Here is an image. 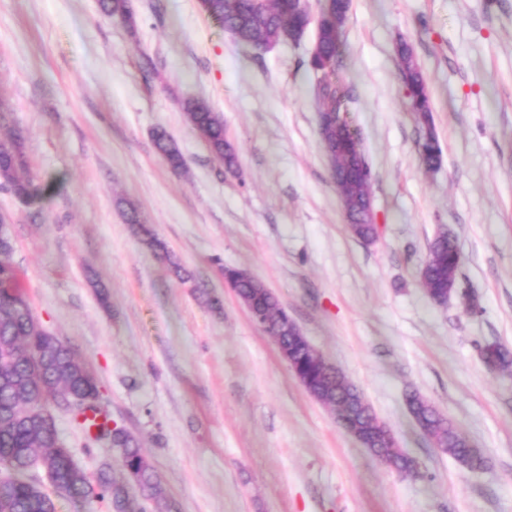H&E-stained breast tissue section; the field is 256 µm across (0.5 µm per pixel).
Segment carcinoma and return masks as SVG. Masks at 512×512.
<instances>
[{
  "mask_svg": "<svg viewBox=\"0 0 512 512\" xmlns=\"http://www.w3.org/2000/svg\"><path fill=\"white\" fill-rule=\"evenodd\" d=\"M203 9L218 21L234 40L246 47H271L286 41L288 32L309 24L307 12L298 9L296 0H202ZM101 11L136 28L131 0H100ZM350 9V0H326L319 22L318 52L308 57L306 66L318 100V111L327 113L322 140L336 150L337 165L333 180L338 193L349 197L345 212L349 232L364 240L374 232V214L366 204L371 195L372 168L347 112L350 88L340 77L342 68V29ZM396 56L402 82L410 96V107L419 126L418 150L428 170L442 162V148L435 133L431 93L412 46L400 41ZM187 120L210 152L224 162L226 170L237 168L234 147L224 138L222 118L210 106L196 99L184 105ZM158 151L174 170L183 167V157L173 139L164 130L154 135ZM0 188L29 203L40 194L31 172L24 137L16 129L0 139ZM143 243L162 251L164 246L141 220L136 210L127 213ZM14 241L0 225V469L9 476L0 479V512H56L52 496L30 480L34 467L54 477L59 496L86 498L95 496L110 501L113 512H128L129 487L136 488L146 500L164 495L153 466L136 439L122 428L112 431V447L120 451L123 471L133 470L126 483H118L109 474H99L92 484L73 461L70 449L58 435L54 422L39 418L20 419L27 408L43 396L59 394L92 399L98 397L94 374L65 342L47 333L32 313L28 298L11 262ZM462 256L455 240L437 237L429 246L426 259L418 268L421 288L431 300L448 296V278L456 276ZM224 275L245 307L261 317L264 331L279 341L294 361L303 362L312 396L337 410L346 431H357L372 440L373 456L390 463L395 470L416 474L412 456L390 447L377 416L362 393L335 365L307 345L303 337L288 328L290 316L275 296L246 271L224 268ZM482 360L496 370L512 368V351L499 343L480 349ZM411 416L434 444L461 465L481 470L485 460L464 438V434L429 401L416 392L406 394Z\"/></svg>",
  "mask_w": 512,
  "mask_h": 512,
  "instance_id": "1",
  "label": "carcinoma"
}]
</instances>
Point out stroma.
Segmentation results:
<instances>
[{
    "mask_svg": "<svg viewBox=\"0 0 512 512\" xmlns=\"http://www.w3.org/2000/svg\"><path fill=\"white\" fill-rule=\"evenodd\" d=\"M136 31L98 0H0V101L25 138L40 195L0 190L12 262L42 327L94 373L100 405L137 438L165 489L133 512H512V0H351L342 74L371 163L381 226L353 238L322 148L304 66L315 42L262 54L234 43L200 0H131ZM428 82L442 164L425 170L395 47ZM151 57L154 69H144ZM224 121L229 173L189 125ZM165 129L184 166L154 146ZM136 209L165 246L126 222ZM452 234L463 263L439 305L415 271ZM187 274L179 280L171 263ZM241 268L364 394L419 463L372 456L311 397L224 281ZM476 295L469 312L461 292ZM417 392L484 455L470 471L410 415ZM52 415L90 478H123L120 452ZM485 364L494 366L491 370L506 371L512 367V351L499 343L486 344L480 349Z\"/></svg>",
    "mask_w": 512,
    "mask_h": 512,
    "instance_id": "obj_1",
    "label": "stroma"
}]
</instances>
